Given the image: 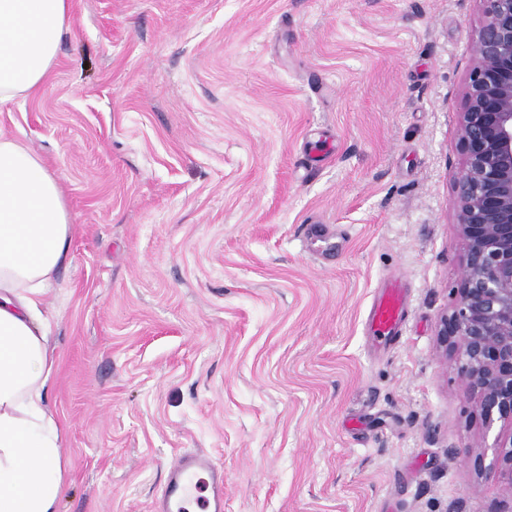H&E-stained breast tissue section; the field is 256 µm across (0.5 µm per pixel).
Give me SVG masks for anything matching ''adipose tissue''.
Returning <instances> with one entry per match:
<instances>
[{
  "label": "adipose tissue",
  "instance_id": "obj_1",
  "mask_svg": "<svg viewBox=\"0 0 512 512\" xmlns=\"http://www.w3.org/2000/svg\"><path fill=\"white\" fill-rule=\"evenodd\" d=\"M69 19L70 0H0V105L48 79ZM73 236L57 177L30 146L0 134V512H58L67 485L41 303L71 261Z\"/></svg>",
  "mask_w": 512,
  "mask_h": 512
}]
</instances>
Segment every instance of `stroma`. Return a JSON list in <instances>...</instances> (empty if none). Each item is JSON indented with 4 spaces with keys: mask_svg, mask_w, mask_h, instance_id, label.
Returning a JSON list of instances; mask_svg holds the SVG:
<instances>
[{
    "mask_svg": "<svg viewBox=\"0 0 512 512\" xmlns=\"http://www.w3.org/2000/svg\"><path fill=\"white\" fill-rule=\"evenodd\" d=\"M480 0H72L0 132L58 176L73 260L42 311L60 512H150L168 467L224 512H512L437 327ZM407 317L364 321L386 278ZM206 473L209 477V496L202 498L200 506L207 512H224V470L209 456L185 452L168 468L152 512H178L192 493L194 479Z\"/></svg>",
    "mask_w": 512,
    "mask_h": 512,
    "instance_id": "stroma-1",
    "label": "stroma"
}]
</instances>
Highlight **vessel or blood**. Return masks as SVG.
Wrapping results in <instances>:
<instances>
[{"instance_id":"obj_1","label":"vessel or blood","mask_w":512,"mask_h":512,"mask_svg":"<svg viewBox=\"0 0 512 512\" xmlns=\"http://www.w3.org/2000/svg\"><path fill=\"white\" fill-rule=\"evenodd\" d=\"M406 319V309L397 286H390L377 295L371 305L367 328L371 336L385 339L393 336ZM207 474L210 493L200 505L204 512H224V471L209 456L186 452L168 468L161 491L153 503V512H179L189 499L194 480Z\"/></svg>"}]
</instances>
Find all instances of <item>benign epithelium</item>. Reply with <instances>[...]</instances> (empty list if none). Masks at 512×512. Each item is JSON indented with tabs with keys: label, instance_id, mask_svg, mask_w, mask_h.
I'll return each instance as SVG.
<instances>
[{
	"label": "benign epithelium",
	"instance_id": "benign-epithelium-1",
	"mask_svg": "<svg viewBox=\"0 0 512 512\" xmlns=\"http://www.w3.org/2000/svg\"><path fill=\"white\" fill-rule=\"evenodd\" d=\"M483 24L458 122L463 170L454 185L464 275L440 319L438 344L453 360L494 456L474 466L512 498V0H480Z\"/></svg>",
	"mask_w": 512,
	"mask_h": 512
}]
</instances>
